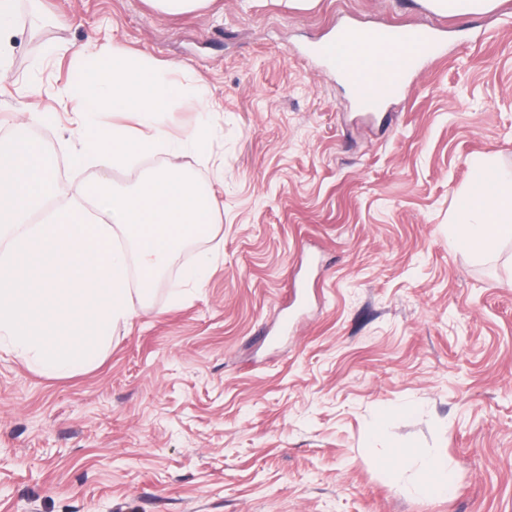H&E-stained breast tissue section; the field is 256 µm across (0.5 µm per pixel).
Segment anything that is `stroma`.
Here are the masks:
<instances>
[{
    "instance_id": "stroma-1",
    "label": "stroma",
    "mask_w": 512,
    "mask_h": 512,
    "mask_svg": "<svg viewBox=\"0 0 512 512\" xmlns=\"http://www.w3.org/2000/svg\"><path fill=\"white\" fill-rule=\"evenodd\" d=\"M347 24L443 27L444 52L369 116L307 54ZM114 41L207 87L210 111L163 117L208 125L206 157L72 164L64 89L77 54ZM20 133L56 162L54 206L173 166L220 213L91 368L54 378L0 350V512H512V243L474 254L456 216L472 158L512 168V0L472 17L17 0L0 140ZM204 255L199 287L185 272ZM402 449L447 460L448 500L413 493ZM160 15H184L206 8L212 0H149Z\"/></svg>"
}]
</instances>
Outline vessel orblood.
<instances>
[{"label": "vessel or blood", "mask_w": 512, "mask_h": 512, "mask_svg": "<svg viewBox=\"0 0 512 512\" xmlns=\"http://www.w3.org/2000/svg\"><path fill=\"white\" fill-rule=\"evenodd\" d=\"M359 37V32L345 30L335 40L313 45L309 53L325 60L341 75L357 105L368 112L377 111L385 98L400 94L406 75L417 70L422 60L438 55L442 49L437 28L418 27L401 32L388 29L370 36L374 60L368 66L359 58L341 52L348 40Z\"/></svg>", "instance_id": "b4317fda"}]
</instances>
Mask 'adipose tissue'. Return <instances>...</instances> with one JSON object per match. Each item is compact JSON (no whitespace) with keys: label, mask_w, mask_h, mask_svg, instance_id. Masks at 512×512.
<instances>
[{"label":"adipose tissue","mask_w":512,"mask_h":512,"mask_svg":"<svg viewBox=\"0 0 512 512\" xmlns=\"http://www.w3.org/2000/svg\"><path fill=\"white\" fill-rule=\"evenodd\" d=\"M471 174L485 180L490 191L480 194L467 187L458 211L466 224L467 247L485 254L512 240V169L499 167L493 156L484 155L472 160Z\"/></svg>","instance_id":"obj_1"}]
</instances>
